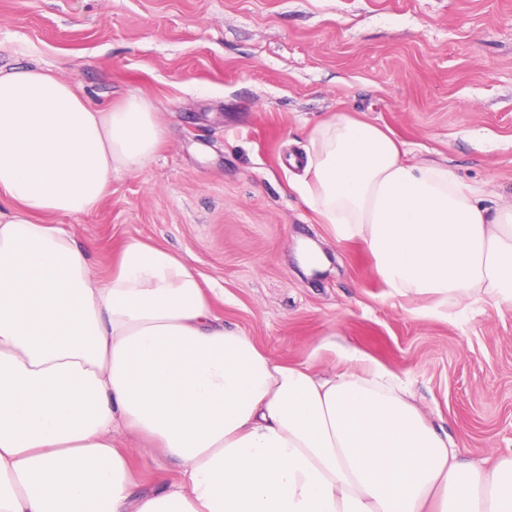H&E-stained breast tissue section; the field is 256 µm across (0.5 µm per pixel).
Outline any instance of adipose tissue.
<instances>
[{
	"label": "adipose tissue",
	"mask_w": 512,
	"mask_h": 512,
	"mask_svg": "<svg viewBox=\"0 0 512 512\" xmlns=\"http://www.w3.org/2000/svg\"><path fill=\"white\" fill-rule=\"evenodd\" d=\"M162 137L137 95L94 108L50 72H0V512H512V456L462 461L362 354L328 374L279 362L176 254L130 241L101 277L40 223L98 209ZM301 169L305 204L396 294L512 304V203L344 113ZM122 430L178 462L161 492L137 491Z\"/></svg>",
	"instance_id": "adipose-tissue-1"
}]
</instances>
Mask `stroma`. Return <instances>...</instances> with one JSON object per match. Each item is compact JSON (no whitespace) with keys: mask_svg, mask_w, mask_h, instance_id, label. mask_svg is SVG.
Wrapping results in <instances>:
<instances>
[{"mask_svg":"<svg viewBox=\"0 0 512 512\" xmlns=\"http://www.w3.org/2000/svg\"><path fill=\"white\" fill-rule=\"evenodd\" d=\"M27 66L97 107L137 94L164 130L97 210L46 218L95 274L128 241L166 248L266 354L341 369L340 350L359 352L463 459L512 454V304L393 294L361 242L318 222L288 162L346 112L511 203L512 0H0V69ZM308 242L326 256L315 271Z\"/></svg>","mask_w":512,"mask_h":512,"instance_id":"obj_1","label":"stroma"}]
</instances>
